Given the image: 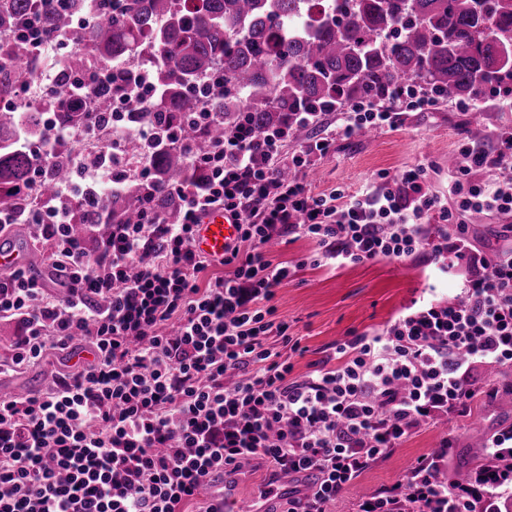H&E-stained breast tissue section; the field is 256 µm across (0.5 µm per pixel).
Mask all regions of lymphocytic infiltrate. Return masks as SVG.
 Masks as SVG:
<instances>
[{"label":"lymphocytic infiltrate","mask_w":512,"mask_h":512,"mask_svg":"<svg viewBox=\"0 0 512 512\" xmlns=\"http://www.w3.org/2000/svg\"><path fill=\"white\" fill-rule=\"evenodd\" d=\"M125 69L112 62L73 77L66 107L86 121L70 127L49 115L45 137L22 142L34 165L20 195L42 182L44 163L70 140L100 137L102 150L69 156L75 177L57 184L52 201L0 209V233L24 224L51 242L46 261L65 290L51 296L21 268L0 274V322L20 330L0 374L80 341L95 349L93 363L58 372L43 393L0 398V512H224L200 499V487L254 461L276 473H313L311 492L289 490L288 512H327L421 427L464 416L475 397L492 396L478 375L512 368V246L487 256L462 217L512 219V129L490 148L462 141L448 170V204L430 190L425 163L398 177L378 173L352 194L316 195L306 182L337 137L394 128L405 110L436 109L434 96L414 89L350 105L334 131L291 154L286 131L246 122L215 151L145 124L138 138L180 148L205 178L170 185L176 218L149 209L91 244L71 232L74 209L98 206L128 174L155 175L152 155L129 166L122 113L103 124L95 114L94 88ZM283 168L294 170L292 180L280 177ZM482 170L506 177L475 180ZM215 208L240 225L220 258L193 248ZM287 236L315 242V265L331 268L403 261L428 247L454 294L413 300L383 330L336 343L318 369L292 378L281 348L267 342L274 333L299 349L287 323L274 319L276 292L295 269L264 250ZM447 456L443 448L419 458L357 512H497L512 498V424L490 436L487 463L467 487L439 479Z\"/></svg>","instance_id":"lymphocytic-infiltrate-1"}]
</instances>
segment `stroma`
<instances>
[{
  "label": "stroma",
  "instance_id": "1",
  "mask_svg": "<svg viewBox=\"0 0 512 512\" xmlns=\"http://www.w3.org/2000/svg\"><path fill=\"white\" fill-rule=\"evenodd\" d=\"M481 123L486 143L512 127V112L484 100L474 110L464 111L456 103L444 102L431 112L407 111L395 131L337 138L330 156L309 171L307 182L313 192L327 193L341 188L354 193L382 171L397 174L420 162L432 163L429 176L432 190L448 195V156L455 153L468 123ZM313 243L290 239L267 249L272 262L298 265L296 277L279 291L276 317L287 322L288 333L298 339L300 350L289 353L292 375L310 374L326 358L336 341L353 332L380 329L404 306L421 296L428 285L445 292L450 283L431 276L427 252L413 259L367 261L340 268L317 267L311 262ZM61 352H51L41 364L19 373L0 376V387L34 394L44 389L54 372L63 367ZM512 420V410L474 401L467 416L446 427H423L393 453L377 460L355 483L328 507V512H355L358 499L366 493L382 492L401 480L416 460L434 448L443 434H450L455 447L474 454L476 439L486 438L500 423ZM238 497L265 500L278 506L288 496V482L275 477L264 465L251 463L230 473Z\"/></svg>",
  "mask_w": 512,
  "mask_h": 512
}]
</instances>
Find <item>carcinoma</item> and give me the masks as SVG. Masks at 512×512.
<instances>
[{"mask_svg": "<svg viewBox=\"0 0 512 512\" xmlns=\"http://www.w3.org/2000/svg\"><path fill=\"white\" fill-rule=\"evenodd\" d=\"M36 0H0V30H17ZM84 9L70 0L65 11L43 14L52 37L72 31ZM144 57L154 67L156 107L131 116L126 153H154L155 178L135 177L104 197L103 216L73 212V231L107 238L113 224L135 222L150 205L175 215L178 200L167 192L174 182L194 183L202 172L186 164L177 149L153 151L135 130L150 122L173 126L189 141L216 148L249 113L260 130L283 126L295 112H329L364 100L382 101L397 86H415L452 101H478L512 85V0H113L78 34L59 66L60 86L73 74L106 61ZM0 97L11 95L20 76L39 70L21 37L0 43ZM220 65L222 82L210 86L214 111L223 121L199 130L192 121L200 96L196 84ZM119 88L97 91L101 112L111 109ZM46 134L41 109L0 111V208L23 200L11 188L23 184L31 159L15 151L19 135ZM62 161L50 164L48 179L35 194L52 198L54 186L69 179ZM93 228H88V225ZM485 458L462 459L448 449L451 484L471 481Z\"/></svg>", "mask_w": 512, "mask_h": 512, "instance_id": "cac0c4a2", "label": "carcinoma"}]
</instances>
